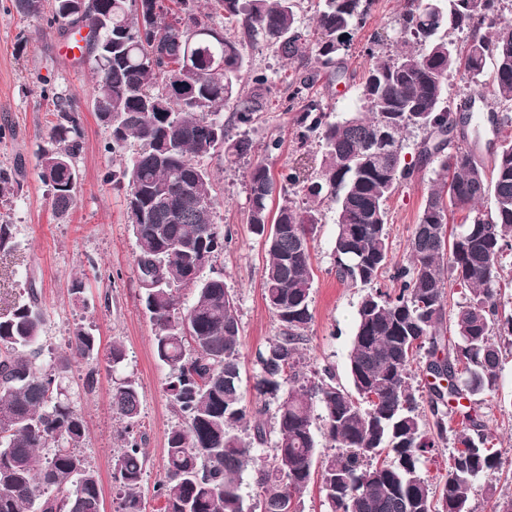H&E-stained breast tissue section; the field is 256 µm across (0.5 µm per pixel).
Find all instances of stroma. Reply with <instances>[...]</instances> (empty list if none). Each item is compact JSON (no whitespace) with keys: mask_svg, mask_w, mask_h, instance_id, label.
Returning <instances> with one entry per match:
<instances>
[{"mask_svg":"<svg viewBox=\"0 0 512 512\" xmlns=\"http://www.w3.org/2000/svg\"><path fill=\"white\" fill-rule=\"evenodd\" d=\"M400 0H375L366 25L359 29L343 61L348 77L315 90L331 119L356 111L357 87L371 61L365 49L373 37L393 41L398 37L396 19ZM43 21L16 13L12 0H0V168L25 167L20 196L0 203V215L16 228L18 246L13 254H0V313L18 296L26 280H34L46 315L43 346L45 356L65 351L74 323L90 325L102 347L121 342L125 359L117 368L99 363L93 391L83 388L87 365H73L68 385L76 408L86 425L84 452L100 474L105 512H114L112 458L120 442V422L112 414L114 379L132 376L140 385L142 407L140 431L147 450V473L141 487L145 512H156L160 502L154 487L165 475L167 433L176 422L163 391L167 367L154 355V327L141 306L142 290L134 266L135 243L126 217L124 195L106 184L112 155L106 150L109 130L95 117L89 103L90 73L65 56L62 38L43 34ZM248 75L266 74L263 108L249 129L227 122L230 137L248 132L255 150L276 139L280 148L269 160L273 175H281L298 161H306L318 173L321 147L318 142L301 144L295 111L289 110L286 85L298 74L297 64L282 65L263 45L246 50ZM494 59H487L486 72L476 82L450 74L448 98L453 105L472 103L481 109L492 93L489 77ZM76 97L84 129L83 149L75 160L80 186L74 204L58 215L47 187L36 168L39 131L52 118L53 96ZM218 178L215 221L230 227L232 239L216 263L227 290L236 298L240 325V390L252 399L255 355L278 333V323L262 291L267 254L262 240L248 222L249 199L243 165H228L223 156L207 160ZM435 178L426 164L402 183L388 201L389 243L392 262L408 259V239L418 221L421 206ZM322 224L311 248L314 271L313 320L306 334L303 357L309 366L330 364L340 384H347V358L362 288L337 280L333 271L335 205L321 207ZM84 283V302L70 294L73 277ZM489 428L505 463L499 473V490H512V355L503 363L498 390L483 407Z\"/></svg>","mask_w":512,"mask_h":512,"instance_id":"stroma-1","label":"stroma"}]
</instances>
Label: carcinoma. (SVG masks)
Masks as SVG:
<instances>
[{"mask_svg":"<svg viewBox=\"0 0 512 512\" xmlns=\"http://www.w3.org/2000/svg\"><path fill=\"white\" fill-rule=\"evenodd\" d=\"M69 0H14L16 12L46 19L44 31L65 35L78 20L89 28L82 55L95 76L92 110L111 130L112 184L125 192L135 239L134 263L153 348L169 367L163 383L178 421L167 435L160 512H245L242 473H256L260 512H304L303 496L318 478L326 512H474L475 486L512 512V494L493 476L501 452L480 412L499 385L512 314L499 311L501 260L512 254V141L488 142L491 170L474 149L454 143L458 108L448 100L451 72L476 78L492 55L493 101L500 124H512V23L500 21L505 0H404L400 45L367 48L373 59L358 87L360 109L330 121L312 89L328 70L346 76L338 57L362 28L372 0H316L313 24L301 0H85L76 20ZM224 20V26L216 18ZM467 34L462 43L448 30ZM263 44L284 62L313 60L288 82L302 138L323 146L317 179L300 166L275 179L267 157L249 164L248 223L267 252L263 296L279 332L257 351L255 407L240 390L239 318L220 276L205 278L224 252L230 229L215 222V178L203 160L215 154L236 164L253 143L233 139L224 110L248 126L257 120L265 75L243 85L245 48ZM55 120L39 133L38 177L53 208L67 212L83 148L76 101L53 97ZM424 134L408 162L404 134ZM439 170L408 242L409 259L390 265L387 202L413 177L416 163ZM21 175L0 168V200L22 190ZM491 198L484 213L476 204ZM279 199L276 214L269 203ZM336 204V277L369 291L357 309L348 358L352 389L325 366L304 371L302 344L313 319L311 243L321 204ZM462 224H450L457 210ZM14 225L0 219V251L14 249ZM388 283H383V279ZM460 288L453 330L444 331L448 285ZM194 292L182 310L180 293ZM44 313L33 284L0 313V512H103L99 474L81 451L86 426L64 399L71 364L124 360L123 346L101 351L83 322L68 352L42 362ZM425 364L432 423L423 421L412 367ZM277 398L271 453L263 416ZM112 412L123 425L113 457L115 512H143L144 437L137 434L142 393L126 377L112 387ZM468 404H463V401ZM320 409L322 450L313 432ZM448 449L441 490L422 464Z\"/></svg>","mask_w":512,"mask_h":512,"instance_id":"obj_1","label":"carcinoma"}]
</instances>
